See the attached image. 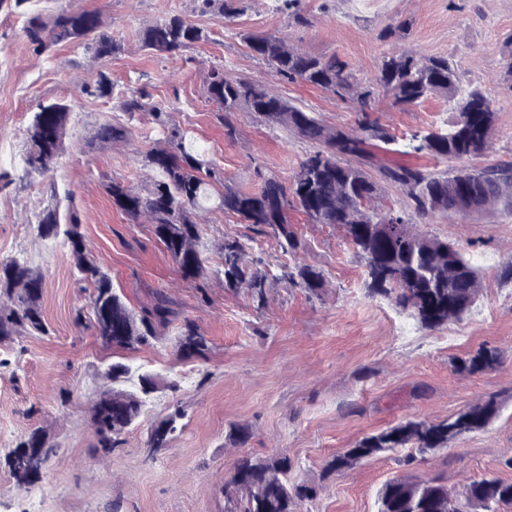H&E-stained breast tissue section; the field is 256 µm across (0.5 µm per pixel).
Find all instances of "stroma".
I'll return each instance as SVG.
<instances>
[{"label": "stroma", "mask_w": 512, "mask_h": 512, "mask_svg": "<svg viewBox=\"0 0 512 512\" xmlns=\"http://www.w3.org/2000/svg\"><path fill=\"white\" fill-rule=\"evenodd\" d=\"M73 7L99 11L124 44L105 64L82 48L61 44L35 56L23 39L22 17L0 12V169L13 177L0 190V259L21 257L45 278L41 300L51 328L46 336H20L0 345V459L20 436L42 428L58 444L40 483L17 488L0 462V512H224L223 487L239 453L266 458L287 453L296 481L323 485L302 512H377L378 490L396 477L443 474L449 484L496 477L512 481V213H455L414 217L419 230L458 244L481 269L483 288L460 320L429 329L384 298L368 291L363 261L343 228L311 224L296 211L289 219L305 248L283 254L270 236H253L247 225L211 212L200 236L207 268H216L225 238L246 242L253 268L275 273L264 305L244 288L229 289L215 278L181 280L152 225L139 224L113 207L110 179L134 188L145 184L142 160L152 146L142 131L151 117L128 118L111 101L81 98L77 80L97 67L109 73L115 94L146 89L153 102L171 107L207 157L230 184L258 190L270 172L288 179L308 146L249 112L232 118L234 133L218 121L203 92V71H225L275 87L291 103L329 126L352 127L357 114L315 87L275 79L240 40L243 30L286 35L302 51L337 55L361 78L377 73L383 56L410 51L445 56L463 85L481 89L496 114L493 145L470 159L475 168L512 162V0H303L309 23L294 25L278 11V0H238L240 13L227 20L200 13L195 0H72ZM178 14L209 32L208 41L163 59L140 51L136 34L155 19ZM409 23L406 38L385 34ZM67 100L72 105L64 152L50 172L25 177L20 163L25 128L37 105ZM370 119L397 141L378 157L436 173L452 171L453 160L407 153L410 134L443 127L454 118L445 100L431 98L411 109L392 106L376 88ZM129 124L131 141L91 142L103 122ZM72 193L83 233L94 257L112 275L130 308L166 292L176 323L162 328L151 345L127 351L126 360L171 376L176 389H162L106 464L93 454L89 405L113 357L93 328L74 322L89 304L72 275V259L38 236L35 216ZM304 263L321 271L317 291L278 277L281 266ZM190 318L209 341L205 358L174 352L177 322ZM498 348L494 369L462 373L459 359L482 346ZM493 396L499 418L486 430L451 442L448 451L406 456L381 453L344 474H325L333 455L367 434L400 422L438 421L479 399ZM180 406L181 428L168 447L149 452L152 424ZM235 425L248 426L242 449L224 438Z\"/></svg>", "instance_id": "1"}]
</instances>
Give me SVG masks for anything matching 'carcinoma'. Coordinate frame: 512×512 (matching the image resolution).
I'll return each mask as SVG.
<instances>
[{
	"mask_svg": "<svg viewBox=\"0 0 512 512\" xmlns=\"http://www.w3.org/2000/svg\"><path fill=\"white\" fill-rule=\"evenodd\" d=\"M30 2L0 0V11L24 17L21 34L34 54L40 56L59 44H73L104 63L123 49L107 31L99 11L73 9L52 0L54 10L45 16L30 10ZM236 2L200 0L199 11L230 20L239 13ZM281 10L297 25L308 23L300 0H281ZM138 37L142 49L159 57L209 39L203 28L180 15L150 22ZM240 38L252 55L281 79L319 88L355 104L354 111L362 115L358 121L361 132L327 126L267 86L231 75L223 65L213 64L204 79V93L216 104L224 126L231 127L232 116L246 110L265 125L311 144L313 150L288 182L270 174L254 192L227 185L214 192V184L224 182L223 172L207 163L198 149L187 145V131L173 120L169 109L150 103V94L138 88L120 97L118 108L131 118L139 112L151 113L161 137L145 155L146 166L152 170L147 187L137 190L119 180L110 181L106 191L112 205L132 220L154 226L182 279L195 281L211 275L226 288L249 289L259 305L266 301L268 274L251 270L245 243L224 240L221 263L207 270L199 234L202 215L211 211L233 215L255 233L272 235L282 251L291 255L304 250V244L288 222V211L303 213L312 224H336L363 258L373 293L410 311L424 328H438L463 316L483 287L478 266L450 240L414 231L406 212L384 209L378 203L379 185L365 167H377L382 180L398 186L418 216L448 212L469 216L498 206L512 212V163L480 169L463 166L450 174L401 164L378 166L371 150L373 142L389 145L395 136L378 121L368 119L372 84L360 80L338 57L311 55L283 36L246 32ZM374 83L390 92L392 106L402 111L433 96L448 100L457 110L448 129L413 135V152L463 162L489 148L495 124L490 101L478 88H461L456 69L447 58H422L411 52L389 54L382 58ZM78 94L86 99L112 97L108 72L98 69L93 79L78 85ZM70 114L71 106L65 102L38 104L25 130V175L44 174L53 167L64 148ZM131 138L130 128L109 122L99 125L92 135V140L108 144L126 143ZM378 214L396 220L397 233H381L373 221ZM36 224L41 238L70 254L79 287L91 289L90 322L105 347L127 351L148 346L157 338L158 329L172 322L171 300L163 292L155 294L152 303L137 313L128 307L114 288L111 275L90 256L75 205H70L63 216L57 208L47 207L36 216ZM281 278L310 290L322 284L321 272L306 264L295 265ZM43 288L41 271L18 257L0 259V344L24 334L50 333L41 311ZM175 348L179 357L192 358L204 356L209 345L196 323L186 318ZM499 363L497 349L481 347L459 360L458 369L475 373ZM102 377L106 385L92 401L91 422L97 437L96 453L107 458L157 391L158 379L137 375L122 362L110 364ZM498 412L497 399L488 397L438 423L408 420L363 437L328 461L325 472H347L388 451H445L462 435L487 428ZM182 417L177 408L152 426L150 451L167 447ZM248 437V427L237 425L226 434L225 444L240 448ZM30 448L43 449L42 465H32ZM54 453L48 433L35 429L20 437L4 462L15 483L29 488L39 481L44 464ZM292 469L285 453L265 459L240 455L224 484V512H301L302 502L316 499L319 490L294 481ZM504 508H512V482L496 477L474 480L461 489L448 485L438 474L395 478L378 494V512H501Z\"/></svg>",
	"mask_w": 512,
	"mask_h": 512,
	"instance_id": "1",
	"label": "carcinoma"
}]
</instances>
